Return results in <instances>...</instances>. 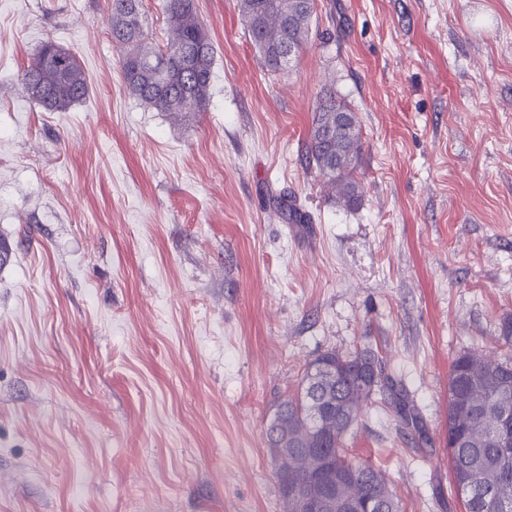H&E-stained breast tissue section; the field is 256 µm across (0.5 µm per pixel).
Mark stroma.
<instances>
[{"instance_id": "35a3bbf8", "label": "stroma", "mask_w": 512, "mask_h": 512, "mask_svg": "<svg viewBox=\"0 0 512 512\" xmlns=\"http://www.w3.org/2000/svg\"><path fill=\"white\" fill-rule=\"evenodd\" d=\"M317 3L270 75L237 0H196L215 63L184 118L126 90L107 0H0V512H286L266 428L307 363L364 347L420 429L375 403L351 456L404 512H464L450 365L512 352V0ZM45 40L90 84L66 112L18 80ZM330 91L354 207L306 162Z\"/></svg>"}]
</instances>
